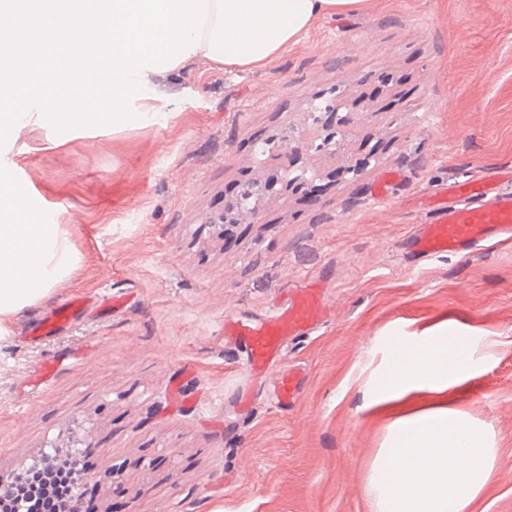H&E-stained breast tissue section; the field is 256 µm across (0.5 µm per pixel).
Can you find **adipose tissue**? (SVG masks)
I'll list each match as a JSON object with an SVG mask.
<instances>
[{"instance_id": "obj_1", "label": "adipose tissue", "mask_w": 512, "mask_h": 512, "mask_svg": "<svg viewBox=\"0 0 512 512\" xmlns=\"http://www.w3.org/2000/svg\"><path fill=\"white\" fill-rule=\"evenodd\" d=\"M371 2L209 0V20L194 54L228 70L259 69L319 18L357 13ZM481 343L471 329L448 323L418 344L392 343L386 368L366 396L384 403L414 391L446 393L474 368ZM496 461V441L484 424L435 405L392 424L368 493L376 512H467Z\"/></svg>"}]
</instances>
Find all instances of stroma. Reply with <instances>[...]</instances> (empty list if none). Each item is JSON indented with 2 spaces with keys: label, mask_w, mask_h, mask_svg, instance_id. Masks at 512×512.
<instances>
[{
  "label": "stroma",
  "mask_w": 512,
  "mask_h": 512,
  "mask_svg": "<svg viewBox=\"0 0 512 512\" xmlns=\"http://www.w3.org/2000/svg\"><path fill=\"white\" fill-rule=\"evenodd\" d=\"M152 87L154 123L100 125L52 149L31 126L11 152L78 262L0 322V475L72 429L112 476L88 485L97 512H373L366 479L393 415L364 384L391 339L414 344L448 320L494 343L448 392L497 442L470 512H512V244L417 266L403 256L422 190L512 166V0H374L317 20L263 68L200 57ZM293 123L341 152L279 147ZM391 170L401 181L377 197ZM259 176L275 183L259 223L226 220ZM314 280L332 316L289 340L284 362L307 384L282 410L231 366L224 317L262 316ZM105 294L128 303L95 307ZM75 298L92 307L72 328L20 343ZM49 360L55 382L28 387ZM172 380L196 406H173Z\"/></svg>",
  "instance_id": "stroma-1"
}]
</instances>
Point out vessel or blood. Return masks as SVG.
Returning <instances> with one entry per match:
<instances>
[{
  "instance_id": "1",
  "label": "vessel or blood",
  "mask_w": 512,
  "mask_h": 512,
  "mask_svg": "<svg viewBox=\"0 0 512 512\" xmlns=\"http://www.w3.org/2000/svg\"><path fill=\"white\" fill-rule=\"evenodd\" d=\"M506 177V172L496 170L448 181L442 189L444 201L427 212L411 238L409 254L418 261L442 254L468 258L487 244L511 242L512 191ZM81 309L76 301L64 303L31 329V337L60 333ZM328 315L322 289L308 284L261 317L225 316L226 343L242 353L245 371L270 376L274 401L289 407L302 395L306 377L300 369L282 368L284 346L288 339L321 328Z\"/></svg>"
}]
</instances>
